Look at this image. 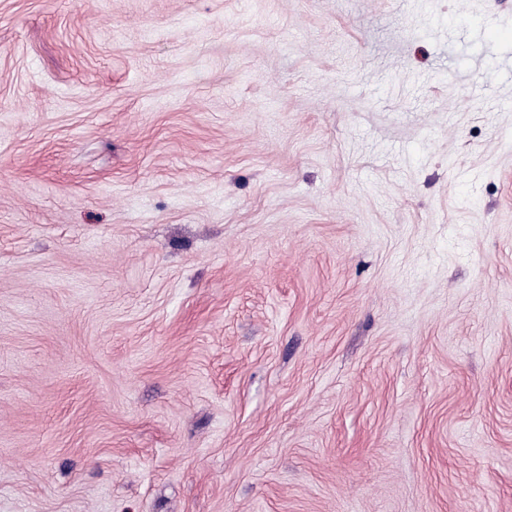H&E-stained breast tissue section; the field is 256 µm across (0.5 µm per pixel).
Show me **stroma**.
Segmentation results:
<instances>
[{
	"label": "stroma",
	"mask_w": 512,
	"mask_h": 512,
	"mask_svg": "<svg viewBox=\"0 0 512 512\" xmlns=\"http://www.w3.org/2000/svg\"><path fill=\"white\" fill-rule=\"evenodd\" d=\"M0 512H512V0H0Z\"/></svg>",
	"instance_id": "1"
}]
</instances>
